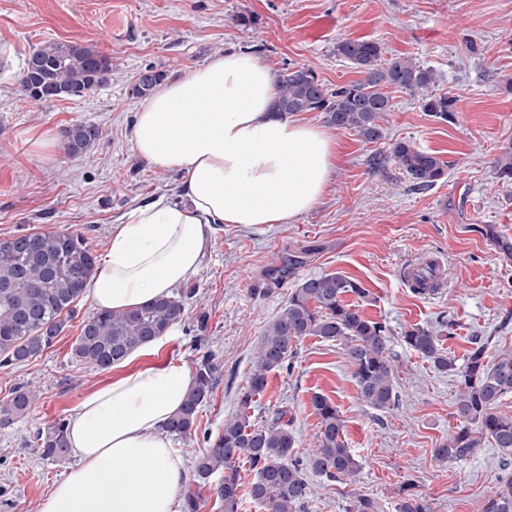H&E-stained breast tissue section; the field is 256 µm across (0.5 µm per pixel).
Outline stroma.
Here are the masks:
<instances>
[{
  "instance_id": "obj_1",
  "label": "stroma",
  "mask_w": 512,
  "mask_h": 512,
  "mask_svg": "<svg viewBox=\"0 0 512 512\" xmlns=\"http://www.w3.org/2000/svg\"><path fill=\"white\" fill-rule=\"evenodd\" d=\"M241 14L253 17V25L235 24ZM323 16L334 17V27L311 38L310 25ZM342 39H372L385 56H408L436 70L437 92L456 99L454 121L431 117L419 99L393 89L386 128L389 141L436 153L447 175L414 190L392 163L372 165L387 154V144L343 130L335 134L338 166L309 212L289 224L214 225L199 273L180 287L185 317L150 357L191 369L208 357L218 368L196 432L175 438L174 447L193 471L196 456L238 412L267 323L303 280L338 272L369 291L362 314L389 330L398 405L386 412L366 407L342 345L308 336L292 371L269 373L249 411L252 422L287 410L303 456L319 429L311 394H324L338 408L360 469L345 483L309 474L306 512H345L363 496L378 512H396L408 494L426 499L431 512H478L512 467H504L487 441L463 465L435 457L457 425L460 378L421 359L402 334L413 325L450 322L442 346L460 365L479 341L491 359L512 351V181L500 180L494 167L512 144V0H0V239L24 230L77 231L100 256L113 225L134 208L178 200L183 173L152 165L133 149L132 125L143 100L131 86L142 68L173 78L214 53L236 50L275 74L310 68L333 90L360 78L336 53ZM47 41H73L107 55L111 80L79 99L28 98L24 63ZM77 122L106 133L90 153L71 157L59 148L48 158L33 147L34 132L59 135ZM427 254L440 260L443 280L419 294L403 274ZM285 263L288 277L271 278L270 269ZM96 312L83 295L51 348L0 367V400L17 385L39 392L27 416L0 427V512H40L69 464L41 458L29 448L30 436L67 419L85 394L115 375L71 353L82 323Z\"/></svg>"
}]
</instances>
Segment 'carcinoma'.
<instances>
[{"mask_svg":"<svg viewBox=\"0 0 512 512\" xmlns=\"http://www.w3.org/2000/svg\"><path fill=\"white\" fill-rule=\"evenodd\" d=\"M336 54L348 60L362 79L330 91L303 66L285 69L276 80V109L295 115L322 112L326 124L336 130H352L365 142L386 137L385 118L392 111L394 87L411 96L419 95L432 117L449 122L455 117V100L435 94L436 71L408 57L383 59L380 43L368 39H344L336 43ZM22 87L35 101L82 98L104 84L112 73V59L74 42L50 41L29 55ZM148 81L137 80L132 93L149 95L165 78L151 67ZM104 137L96 124L76 122L64 131V149L71 156L86 153ZM388 159L409 178L417 190L434 186L446 175L445 164L413 143H391ZM498 178L512 180V146L495 160ZM96 269V256L83 234L71 232L19 233L0 239V365L9 367L39 357L72 319ZM348 294L362 300L368 296L358 282L339 273L322 274L302 282L291 293L288 305L264 328L248 385L239 398L240 411L224 421V428L210 447L198 456L195 475L213 485V495L222 512H240L243 497L261 504L265 512H305L311 489L307 471L331 482L352 479L359 462L344 440V421L325 395L315 392L310 405L319 419L313 449L304 458L295 451L298 443L288 429L292 419L279 409L268 423H251L248 410L253 398L264 391L268 374L293 367L297 343L317 336L344 346L354 367L359 399L376 411L391 410L398 402L395 359L385 324L364 317L359 306L347 303ZM184 296L159 298L128 311L101 310L82 324L72 355L98 370L122 363L148 341L165 335L184 317ZM439 328L413 327L404 333L405 344L439 371L455 372L462 387L455 397L459 426L435 455L454 463L469 461L488 439L498 448L505 465L512 464V417L495 412L499 400L512 393V353L485 363L486 346L470 352L462 369L442 347ZM216 367L209 359L196 366L194 383L181 410L166 429L188 437L199 425L200 412L216 383ZM37 399L33 389L16 386L7 402H0V425H9L28 414ZM33 447L45 458L61 461L68 455L65 422L57 421L36 431ZM254 472L252 482L243 483L241 462ZM397 512H430L426 501L408 495ZM482 512H512V477L489 497Z\"/></svg>","mask_w":512,"mask_h":512,"instance_id":"cac0c4a2","label":"carcinoma"}]
</instances>
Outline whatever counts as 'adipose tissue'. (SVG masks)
Masks as SVG:
<instances>
[{
    "instance_id": "ef3b65f1",
    "label": "adipose tissue",
    "mask_w": 512,
    "mask_h": 512,
    "mask_svg": "<svg viewBox=\"0 0 512 512\" xmlns=\"http://www.w3.org/2000/svg\"><path fill=\"white\" fill-rule=\"evenodd\" d=\"M277 88L250 54L212 55L166 81L135 115L136 153L183 172L181 199L135 208L115 225L90 293L130 310L194 276L216 224H287L322 198L338 163L323 128L274 111ZM193 377L182 364L145 365L95 387L66 421L76 463L42 512H177L186 481L166 425Z\"/></svg>"
}]
</instances>
